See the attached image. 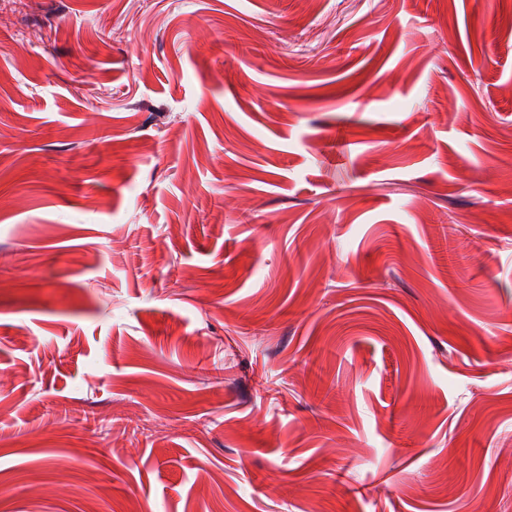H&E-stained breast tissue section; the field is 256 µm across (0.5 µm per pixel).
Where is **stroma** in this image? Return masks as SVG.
Segmentation results:
<instances>
[{
  "label": "stroma",
  "mask_w": 512,
  "mask_h": 512,
  "mask_svg": "<svg viewBox=\"0 0 512 512\" xmlns=\"http://www.w3.org/2000/svg\"><path fill=\"white\" fill-rule=\"evenodd\" d=\"M0 512H512V0H0Z\"/></svg>",
  "instance_id": "obj_1"
}]
</instances>
